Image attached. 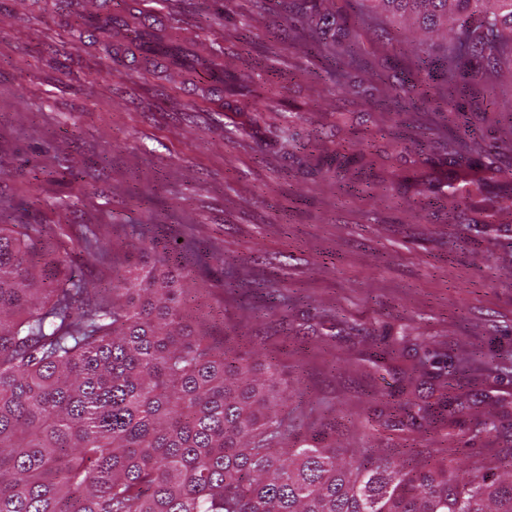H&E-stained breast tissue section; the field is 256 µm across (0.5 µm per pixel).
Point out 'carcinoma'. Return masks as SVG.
<instances>
[{
  "label": "carcinoma",
  "instance_id": "1",
  "mask_svg": "<svg viewBox=\"0 0 512 512\" xmlns=\"http://www.w3.org/2000/svg\"><path fill=\"white\" fill-rule=\"evenodd\" d=\"M416 37H455L451 61L512 58V0H363ZM425 184L488 194L491 150ZM195 283L166 253L112 292L38 236L0 225V512H512V461L488 476L445 460L337 448L288 429V382L230 336L192 327ZM420 407L399 424L422 428Z\"/></svg>",
  "mask_w": 512,
  "mask_h": 512
}]
</instances>
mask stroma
<instances>
[{"instance_id": "35a3bbf8", "label": "stroma", "mask_w": 512, "mask_h": 512, "mask_svg": "<svg viewBox=\"0 0 512 512\" xmlns=\"http://www.w3.org/2000/svg\"><path fill=\"white\" fill-rule=\"evenodd\" d=\"M116 2L187 54L209 48L273 112L252 122L198 89L189 65L123 56L61 24L68 0H0V224L39 232L101 288L112 272L92 255L98 240L131 263L142 237L159 253L188 243L214 256L209 276L190 270L187 310L278 365L300 431L469 470L512 459V206H452L419 185L452 142L498 152L491 192L512 183V69L474 73L444 49L382 39L357 0ZM328 12L341 41L316 28ZM284 120L287 156L273 134ZM338 153L364 154L370 173L317 168ZM421 348L480 402L430 432L372 422L386 403L445 410L440 380L401 382ZM489 417L497 432L473 440Z\"/></svg>"}]
</instances>
